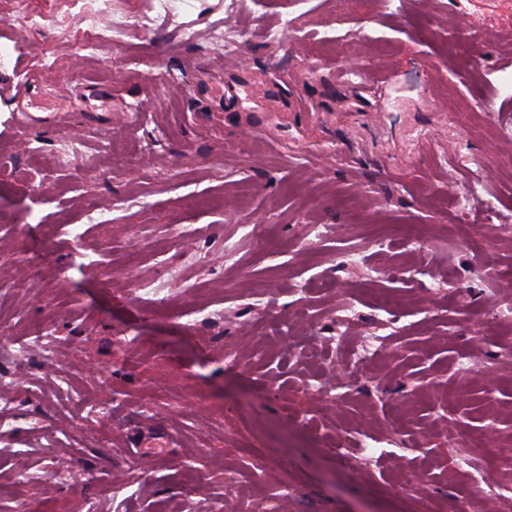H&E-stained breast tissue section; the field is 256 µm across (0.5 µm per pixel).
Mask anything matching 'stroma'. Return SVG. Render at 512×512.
<instances>
[{
	"mask_svg": "<svg viewBox=\"0 0 512 512\" xmlns=\"http://www.w3.org/2000/svg\"><path fill=\"white\" fill-rule=\"evenodd\" d=\"M27 4L0 334L56 340L0 354V512H512V0H183L141 37L155 0Z\"/></svg>",
	"mask_w": 512,
	"mask_h": 512,
	"instance_id": "1",
	"label": "stroma"
}]
</instances>
